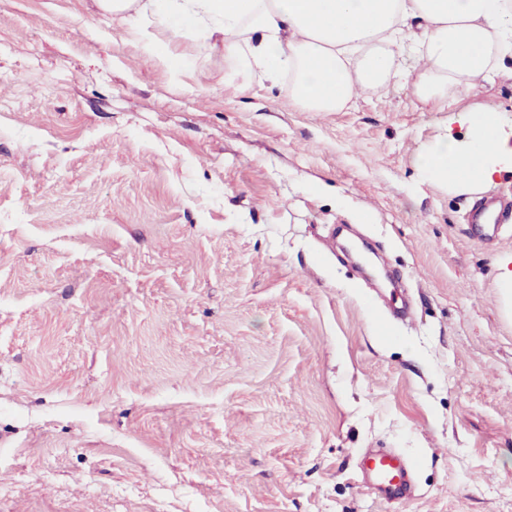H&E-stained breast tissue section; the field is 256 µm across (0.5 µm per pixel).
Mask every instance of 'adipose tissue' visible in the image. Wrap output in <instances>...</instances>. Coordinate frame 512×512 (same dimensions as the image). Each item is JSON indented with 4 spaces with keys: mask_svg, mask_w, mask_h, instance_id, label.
<instances>
[{
    "mask_svg": "<svg viewBox=\"0 0 512 512\" xmlns=\"http://www.w3.org/2000/svg\"><path fill=\"white\" fill-rule=\"evenodd\" d=\"M130 12L204 47L222 42L245 79L288 81L311 112H336L364 93L400 83L448 115L418 165L454 194H474L512 174V124L489 107L464 106L512 57V0H93ZM412 52L417 63L403 68Z\"/></svg>",
    "mask_w": 512,
    "mask_h": 512,
    "instance_id": "ef3b65f1",
    "label": "adipose tissue"
}]
</instances>
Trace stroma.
<instances>
[{"label":"stroma","mask_w":512,"mask_h":512,"mask_svg":"<svg viewBox=\"0 0 512 512\" xmlns=\"http://www.w3.org/2000/svg\"><path fill=\"white\" fill-rule=\"evenodd\" d=\"M447 122L392 84L309 112L157 24L0 0V512H512V221L425 180ZM495 280L507 310L512 308V254L498 259ZM361 468L367 471L385 499L400 500L406 497L408 477L403 459L396 453H372L361 460Z\"/></svg>","instance_id":"stroma-1"}]
</instances>
